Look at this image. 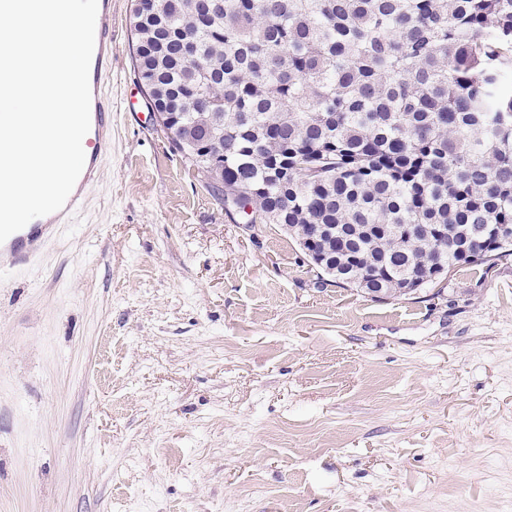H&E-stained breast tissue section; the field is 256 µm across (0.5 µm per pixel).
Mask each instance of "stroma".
I'll use <instances>...</instances> for the list:
<instances>
[{"label":"stroma","mask_w":512,"mask_h":512,"mask_svg":"<svg viewBox=\"0 0 512 512\" xmlns=\"http://www.w3.org/2000/svg\"><path fill=\"white\" fill-rule=\"evenodd\" d=\"M131 93L86 203L0 258V512H512V256L375 300L240 223Z\"/></svg>","instance_id":"obj_1"}]
</instances>
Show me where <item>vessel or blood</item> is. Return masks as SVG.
<instances>
[{
  "label": "vessel or blood",
  "mask_w": 512,
  "mask_h": 512,
  "mask_svg": "<svg viewBox=\"0 0 512 512\" xmlns=\"http://www.w3.org/2000/svg\"><path fill=\"white\" fill-rule=\"evenodd\" d=\"M115 20L112 0H98L95 27V49L90 66V130L86 135L88 150L85 165L65 207L55 213L33 219L20 231L0 243V251L8 252L14 265L32 264L43 245L60 224L70 223L73 214L84 202L89 186L94 182L103 159V152L112 137V101L105 93V83L112 73Z\"/></svg>",
  "instance_id": "1"
}]
</instances>
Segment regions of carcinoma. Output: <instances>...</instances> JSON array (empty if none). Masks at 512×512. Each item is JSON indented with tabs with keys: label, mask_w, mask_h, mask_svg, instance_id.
I'll use <instances>...</instances> for the list:
<instances>
[{
	"label": "carcinoma",
	"mask_w": 512,
	"mask_h": 512,
	"mask_svg": "<svg viewBox=\"0 0 512 512\" xmlns=\"http://www.w3.org/2000/svg\"><path fill=\"white\" fill-rule=\"evenodd\" d=\"M143 94L247 224L377 296L512 239V0H136Z\"/></svg>",
	"instance_id": "carcinoma-1"
}]
</instances>
